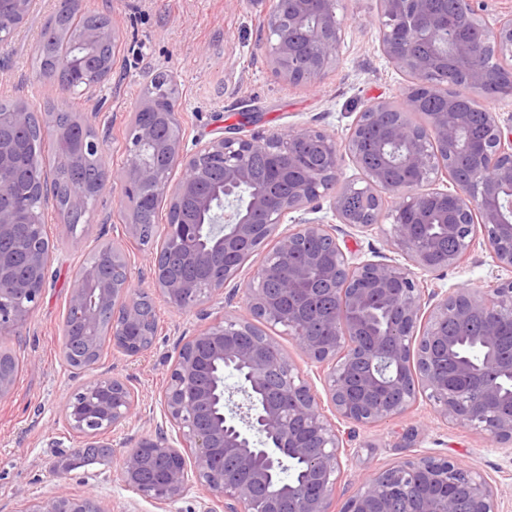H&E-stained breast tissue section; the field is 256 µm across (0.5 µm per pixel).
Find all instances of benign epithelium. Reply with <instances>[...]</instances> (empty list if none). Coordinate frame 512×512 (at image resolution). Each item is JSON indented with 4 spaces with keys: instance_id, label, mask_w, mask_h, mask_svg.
<instances>
[{
    "instance_id": "obj_1",
    "label": "benign epithelium",
    "mask_w": 512,
    "mask_h": 512,
    "mask_svg": "<svg viewBox=\"0 0 512 512\" xmlns=\"http://www.w3.org/2000/svg\"><path fill=\"white\" fill-rule=\"evenodd\" d=\"M340 0H272L265 15L267 53L274 73L298 84L322 76L336 63L342 21ZM36 0H0L12 22L0 24V46L25 23ZM382 0L378 23L388 61L414 78L403 106L386 100L359 113L344 145L315 127H287L241 137L228 132L195 140L184 151V127L173 96L175 77L154 75L127 131L126 160L112 188L135 201L127 226L136 239L161 238L152 253L153 290H134L126 251L103 247L112 274L85 267L72 289L62 326V350L79 354L80 372L91 378L76 387L62 417L88 448L114 455L108 433L137 414L139 401L122 379L97 374L98 331L108 327L112 352L139 357L153 346L158 322L153 293L177 313H197L208 323L180 347L162 392L161 406L173 433L152 436L119 454L121 481L166 509L196 491L209 503L203 512H503L496 481L448 456L406 459L359 480L355 495L337 505L343 474V441L336 421L362 425L403 417L417 392L436 417L480 433L512 456V391L499 377L512 375V348L499 349L501 322L512 320V278L486 288H430L436 276L468 262L478 249L512 272V116L491 111L472 120L468 95L512 94L493 64L512 57V13L486 16L481 0ZM112 24L88 25L75 47L112 46ZM112 62L67 65L70 88L94 93ZM440 107L413 123L424 101ZM36 113L25 106L0 111V132L19 131ZM80 149L71 164L102 163L106 140L78 122ZM375 134L379 166L365 172L362 187L344 180L345 157L357 160L364 139ZM261 151L282 162L275 181L281 192L257 190L246 208L224 209L223 199L254 183L253 157ZM20 149L0 136V171L10 170ZM180 171L172 182L174 170ZM395 169L409 175L388 176ZM340 191H335L338 184ZM330 198L335 219L352 228L381 229L398 257L361 260L342 247L336 225L318 217ZM169 199L167 223L145 224L140 204ZM66 210H90L84 186L73 189ZM45 209L17 184L0 178V337L17 336L38 306L50 251L41 246ZM391 220L390 228L383 221ZM212 234L223 251L205 236ZM244 289L243 311L209 319L206 304L242 272L267 242ZM24 257L29 275L15 273ZM384 310L381 331L365 315ZM286 328L300 355L328 367L324 393L252 323ZM488 349L481 365L458 355L448 324L465 334L474 320ZM222 363L237 378L228 387L204 370ZM243 400H235L236 395ZM291 458L308 464V480L283 499L273 477ZM21 512H104L93 495H56Z\"/></svg>"
}]
</instances>
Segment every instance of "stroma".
Returning <instances> with one entry per match:
<instances>
[{"mask_svg": "<svg viewBox=\"0 0 512 512\" xmlns=\"http://www.w3.org/2000/svg\"><path fill=\"white\" fill-rule=\"evenodd\" d=\"M58 6V0H40L13 39L0 46V100L22 99L42 112L68 99L74 112L91 117L106 135V167L115 177L123 167L127 129L143 90L160 71L176 78L188 151L196 138H212L235 124L245 135L286 125L313 126L341 141L369 102L403 104L411 83L384 56L380 31L371 23L380 13V0H341L339 60L324 77L299 85L271 70L263 28L269 0H79V14H110L119 42L112 74L102 88L92 96L66 95L40 75L36 64L43 25ZM129 212V202L108 186L76 232H69L55 206L45 209L54 249L40 304L20 335L0 339V348L11 351L20 364L12 394L0 400V512H21L29 501L59 492L93 494L105 512H159L122 483L117 460L78 463L73 451L83 439L61 415L70 392L85 380L65 366L60 350V327L80 266L103 244L114 242L124 246L139 270L134 287L152 286L147 274L152 248L127 234ZM501 274L490 255L479 251L430 285L484 286ZM158 316V335L147 354L115 358L107 353L98 367L99 373L130 380L139 392L137 415L109 435L118 449L135 447L163 423L161 394L177 348L201 324L199 316L174 312L163 302ZM339 429L345 475L337 485L338 501L357 492L359 478L396 462L420 454L447 455L495 479L512 512V457L485 447L475 431L437 419L426 401L399 419L373 427L344 422Z\"/></svg>", "mask_w": 512, "mask_h": 512, "instance_id": "1", "label": "stroma"}]
</instances>
